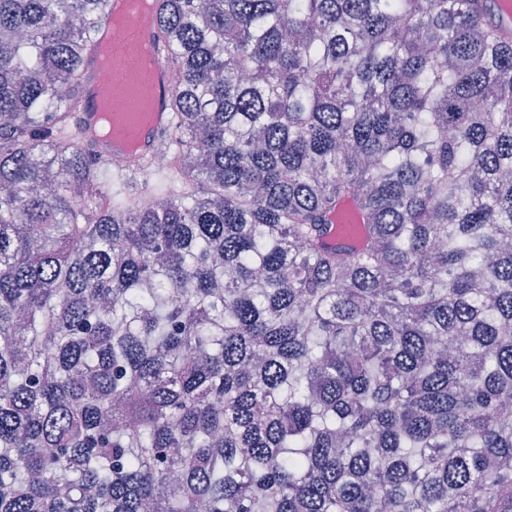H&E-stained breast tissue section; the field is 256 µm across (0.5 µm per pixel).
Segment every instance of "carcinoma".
<instances>
[{"mask_svg": "<svg viewBox=\"0 0 512 512\" xmlns=\"http://www.w3.org/2000/svg\"><path fill=\"white\" fill-rule=\"evenodd\" d=\"M107 8L0 0V512H512L484 0H155L148 191L76 125Z\"/></svg>", "mask_w": 512, "mask_h": 512, "instance_id": "carcinoma-1", "label": "carcinoma"}]
</instances>
